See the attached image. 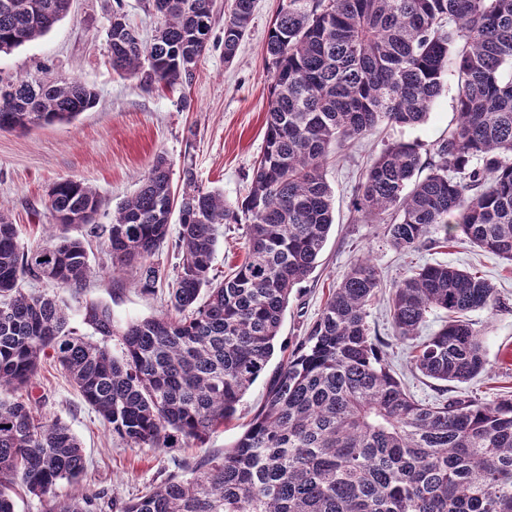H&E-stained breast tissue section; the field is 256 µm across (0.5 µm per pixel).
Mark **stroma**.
Returning a JSON list of instances; mask_svg holds the SVG:
<instances>
[{
	"instance_id": "35a3bbf8",
	"label": "stroma",
	"mask_w": 512,
	"mask_h": 512,
	"mask_svg": "<svg viewBox=\"0 0 512 512\" xmlns=\"http://www.w3.org/2000/svg\"><path fill=\"white\" fill-rule=\"evenodd\" d=\"M278 4L279 0H257L249 29L229 63L224 60V16L215 14L209 49L188 85L148 90L112 69L107 39L112 11L122 9L128 23L147 42L158 25L150 0H72L69 14L46 35L1 54L2 80L26 75L47 82L77 80L98 95L97 104L71 122L25 132L0 131V209L16 224L21 245L33 249L42 244L45 226L52 221L46 201L54 183L70 179L94 187L104 201L97 217L104 227L160 154L170 164L174 187H183V172L189 168L197 185L223 192L230 206L240 205L264 147L270 90L265 48ZM456 96L457 81L448 78L423 123L384 125L371 136L332 149L325 178L333 190L335 223L317 268L293 290L280 341L286 347L294 346L316 319L330 288L359 259L370 258L388 287L427 264L475 271L496 289L495 309L469 315L484 336L487 370L471 383L449 384L448 393L492 401L512 395V265L465 241L442 247L426 241L408 251L396 249L387 236V215L365 217L354 210L358 182L372 159L389 144H413L423 161H433L436 145L455 125ZM85 244L97 276L78 288L28 280L25 289L65 302L72 327L83 334L89 328L79 309L89 298L109 306L114 319L122 323L166 310L168 289L182 261L174 240H167L153 258L161 278L152 293L140 288L133 270L107 273L110 261L100 238L86 237ZM244 253V225H224L212 275L223 278L243 260ZM367 321L407 390L420 401L438 398V382L412 367L407 344L398 340L386 297L372 304ZM264 395L265 382L257 380L238 405L234 419L193 447L140 450L127 448L113 437L52 361L42 363L32 389L39 414L67 425L85 451L87 468L82 480L76 485L60 482L56 496L105 493L108 503L102 512H112V501L126 500L145 486L160 483L176 472L182 460L223 452L245 431Z\"/></svg>"
}]
</instances>
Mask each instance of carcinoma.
I'll use <instances>...</instances> for the list:
<instances>
[{"mask_svg":"<svg viewBox=\"0 0 512 512\" xmlns=\"http://www.w3.org/2000/svg\"><path fill=\"white\" fill-rule=\"evenodd\" d=\"M71 0H0V53L49 32ZM256 0L224 11V59L243 39ZM160 19L149 43L115 12L112 69L143 86L190 83L208 50L215 0H152ZM270 100L262 155L241 206L204 191L193 174L174 189L160 156L105 229L110 272L137 269L154 288L152 261L178 213L182 254L171 311L117 324L112 310L82 304L89 336L69 326L50 296L26 279L78 285L98 274L83 239L103 201L82 182L50 191L54 223L35 250L0 211V390H28L53 358L127 447L188 448L233 419L267 372L293 288L318 266L334 224L324 167L329 147L381 125L424 122L445 77L457 79L458 121L426 176L416 148L397 143L372 159L355 210L392 215L390 243L412 249L464 235L512 263V0H281L269 30ZM96 94L78 81L26 76L0 84V130L70 122ZM246 224L245 258L210 276L224 224ZM381 276L368 258L340 277L318 318L270 372L247 429L222 454L178 464L164 482L115 504L119 512H512V395L421 402L391 373L370 336L368 309ZM494 307L485 278L425 265L399 281L389 301L396 335L417 338L427 313L448 312L413 344L422 375L468 383L486 371L481 332L464 318ZM118 352L111 351L110 341ZM85 471L78 437L41 418L32 401L0 400V512L23 485L49 512H98L100 495L58 499Z\"/></svg>","mask_w":512,"mask_h":512,"instance_id":"carcinoma-1","label":"carcinoma"}]
</instances>
